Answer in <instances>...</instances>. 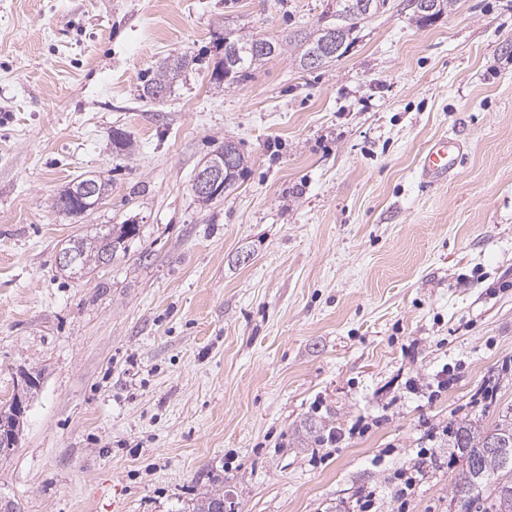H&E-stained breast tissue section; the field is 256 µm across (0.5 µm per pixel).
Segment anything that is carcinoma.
<instances>
[{
	"label": "carcinoma",
	"instance_id": "carcinoma-1",
	"mask_svg": "<svg viewBox=\"0 0 512 512\" xmlns=\"http://www.w3.org/2000/svg\"><path fill=\"white\" fill-rule=\"evenodd\" d=\"M340 5L328 15L322 14L314 28L297 33L294 43L300 48L299 64L311 56L321 57L324 67L343 56L351 43L358 24L376 6H367V0H339ZM433 10L427 11L417 6L418 20L431 21L441 14L451 0H429ZM342 29V40L337 52H326V40L330 31ZM228 54H223L211 73V85L218 90L224 84H240L252 78L255 69L263 58H247L243 63L230 69L227 67ZM188 66L185 56L166 58L144 86V95L153 98L159 88H169L178 74ZM53 207L66 211L73 218L86 214L85 207L77 199L61 193L55 197ZM137 232L134 224H112L92 235L78 237L69 244L77 258V270L82 272L104 263L106 251L112 254L127 250V242ZM446 447L455 448L465 460V469L452 489V500L459 512H512V416L506 414L491 427L476 422L462 421L448 430ZM224 502V481L212 478V488L192 500L188 512H213L214 507Z\"/></svg>",
	"mask_w": 512,
	"mask_h": 512
}]
</instances>
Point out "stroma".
Segmentation results:
<instances>
[{
	"label": "stroma",
	"mask_w": 512,
	"mask_h": 512,
	"mask_svg": "<svg viewBox=\"0 0 512 512\" xmlns=\"http://www.w3.org/2000/svg\"><path fill=\"white\" fill-rule=\"evenodd\" d=\"M325 8L0 0V405L38 381L0 457L16 512H183L215 475L232 512H349L363 489L377 512H456L464 462L428 429L512 412V0L424 25L387 0L302 70L286 40ZM228 30L286 47L219 92ZM441 137L464 155L428 186ZM227 140L245 168L199 203ZM86 176L108 191L76 222L51 202ZM95 224L139 232L88 275L60 270ZM189 64L186 56L174 57L170 59L169 57L164 59L162 63H159L156 70L153 73L152 78L149 80V83L144 86L143 92L144 96L149 98L155 97V92L159 88H170L173 80L178 76V74Z\"/></svg>",
	"instance_id": "35a3bbf8"
}]
</instances>
